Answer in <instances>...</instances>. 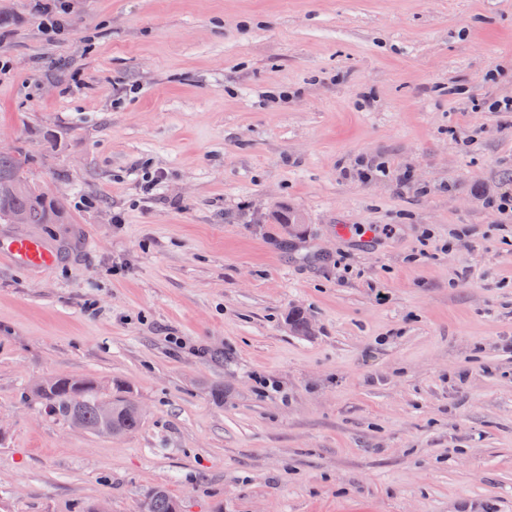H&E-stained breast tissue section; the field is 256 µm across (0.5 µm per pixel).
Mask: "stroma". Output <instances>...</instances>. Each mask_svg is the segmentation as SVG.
I'll list each match as a JSON object with an SVG mask.
<instances>
[{
    "label": "stroma",
    "instance_id": "35a3bbf8",
    "mask_svg": "<svg viewBox=\"0 0 512 512\" xmlns=\"http://www.w3.org/2000/svg\"><path fill=\"white\" fill-rule=\"evenodd\" d=\"M39 2L0 0L52 218L0 239L57 254L0 259V512H512V0ZM69 375L141 427L25 400ZM15 263L31 268H50L55 262L54 254L37 238L18 236L0 246ZM125 391L106 394L101 384L92 378L75 388L64 380L56 377L45 381L42 385L25 392V398L30 395L45 412L60 417L70 424L76 423L77 428L87 433L98 435L100 431L111 430L110 433H102V436L112 437L131 433L140 427L142 415L134 400L123 394ZM110 397L112 400L104 399ZM178 502L162 487L153 489L142 501L141 512H178Z\"/></svg>",
    "mask_w": 512,
    "mask_h": 512
}]
</instances>
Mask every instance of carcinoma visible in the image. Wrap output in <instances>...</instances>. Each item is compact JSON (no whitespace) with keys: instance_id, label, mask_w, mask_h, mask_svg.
Segmentation results:
<instances>
[{"instance_id":"obj_1","label":"carcinoma","mask_w":512,"mask_h":512,"mask_svg":"<svg viewBox=\"0 0 512 512\" xmlns=\"http://www.w3.org/2000/svg\"><path fill=\"white\" fill-rule=\"evenodd\" d=\"M26 212L34 224L49 223L48 210L27 186L23 161L13 151H0V223H12V215ZM41 409L77 424L78 428L98 434L110 430L115 436L137 430L142 421L138 405L123 392L111 395L112 416L100 414V401L106 396L101 384L92 378L75 388L62 377L45 381L28 392ZM178 502L162 487L153 489L142 501L140 512H179Z\"/></svg>"}]
</instances>
